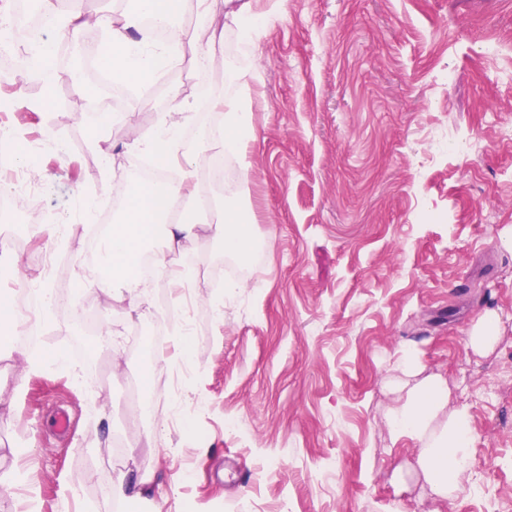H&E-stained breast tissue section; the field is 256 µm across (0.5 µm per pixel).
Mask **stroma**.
<instances>
[{
	"label": "stroma",
	"instance_id": "obj_1",
	"mask_svg": "<svg viewBox=\"0 0 512 512\" xmlns=\"http://www.w3.org/2000/svg\"><path fill=\"white\" fill-rule=\"evenodd\" d=\"M207 85L191 56L163 70L118 111L69 64L53 92L1 87L16 109L0 125L34 135L39 210L63 238H33L0 222L10 248L0 290L15 296L42 253L59 256L44 287L64 297L48 318L39 369L22 345L0 347V512H494L465 480L438 502L415 469L416 446L392 444L386 383L402 354L421 376L442 375L450 407L472 418L471 463L512 506V87L481 53L487 35L512 39V0H287L283 16L244 42L229 18ZM250 76L249 86L238 75ZM251 97L254 140L234 157L226 200L244 202L255 235L239 278L215 288L229 254L209 232L179 253L195 273L188 336L195 375L164 415L137 431L132 379L165 372L132 340L175 295L131 308L89 277L88 229L104 198L133 193V137L151 134L172 96ZM457 130L481 149L430 159L432 140ZM112 144L103 180L92 145ZM499 340L481 357L463 336L484 310ZM71 418L66 433L52 421ZM125 460L105 469L113 442ZM154 473L151 501L127 503L122 478Z\"/></svg>",
	"mask_w": 512,
	"mask_h": 512
}]
</instances>
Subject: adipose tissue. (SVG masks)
Instances as JSON below:
<instances>
[{
    "mask_svg": "<svg viewBox=\"0 0 512 512\" xmlns=\"http://www.w3.org/2000/svg\"><path fill=\"white\" fill-rule=\"evenodd\" d=\"M132 12L119 16L89 12L83 0H39V10L49 27L78 31L88 26L105 30L108 38L107 59L114 83L151 81L155 65L180 60L184 48L200 50V59L212 61L216 44L210 23L190 30L176 29L174 20L182 0H136ZM152 15L169 30L165 42L142 44L132 36L143 15ZM214 111L224 115L223 143L226 150L239 153L254 137L250 105L245 97L216 98ZM192 104L172 97L151 138H134V149L161 155L168 168L178 172L177 181L162 188L139 187L120 223L110 225L103 237L104 259L110 269L105 281L108 288L124 295L133 306H140L146 291L137 275L143 247L157 233H165V251L155 256L156 264L167 272L172 284L190 285L191 269L172 267L170 254L180 252L184 244L197 238L204 218L194 200L199 194V172L193 157L180 151L182 115L192 111ZM213 238L223 242L225 251L247 252L252 246L251 214L238 204L224 207V216L209 226ZM393 442L409 439L418 445L416 464L432 493L447 499L466 478L473 434L466 408H449L448 383L431 376L405 387L386 413Z\"/></svg>",
    "mask_w": 512,
    "mask_h": 512,
    "instance_id": "ef3b65f1",
    "label": "adipose tissue"
}]
</instances>
